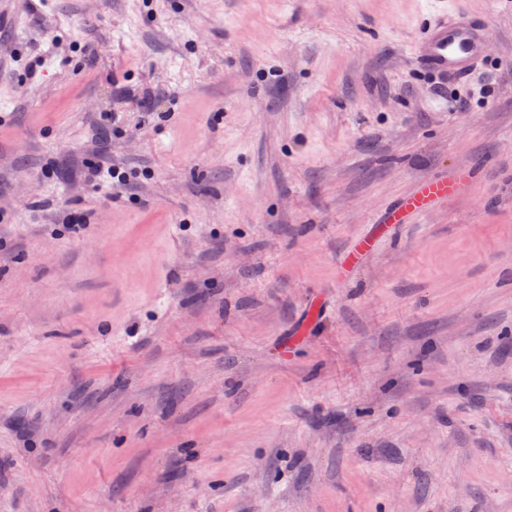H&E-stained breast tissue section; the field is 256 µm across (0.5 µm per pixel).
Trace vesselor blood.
<instances>
[{
  "instance_id": "obj_1",
  "label": "vessel or blood",
  "mask_w": 512,
  "mask_h": 512,
  "mask_svg": "<svg viewBox=\"0 0 512 512\" xmlns=\"http://www.w3.org/2000/svg\"><path fill=\"white\" fill-rule=\"evenodd\" d=\"M487 37L482 20L466 14L454 19L441 14L432 19L425 31L418 60L423 68L438 75L461 77L482 61ZM465 187L466 178L461 174L425 179L413 194L390 213L389 221L393 224L403 223L408 213L425 210L435 200L457 195Z\"/></svg>"
}]
</instances>
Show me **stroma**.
Here are the masks:
<instances>
[{
  "mask_svg": "<svg viewBox=\"0 0 512 512\" xmlns=\"http://www.w3.org/2000/svg\"><path fill=\"white\" fill-rule=\"evenodd\" d=\"M0 512H512V11L0 0ZM488 37L478 18L463 14L448 20V13L437 15L421 39L418 60L439 76H465L482 61ZM123 174L124 173H120L118 170L112 169L111 167L105 170L104 164H94L88 167L87 180L98 190H103V188L111 190L112 182L114 185L115 178H117V184L123 185V182L126 180V176ZM466 187V177L462 174L448 178H428L420 182L416 191L389 215L388 224H403L405 216L411 212L423 211L438 199L461 193Z\"/></svg>",
  "mask_w": 512,
  "mask_h": 512,
  "instance_id": "stroma-1",
  "label": "stroma"
}]
</instances>
